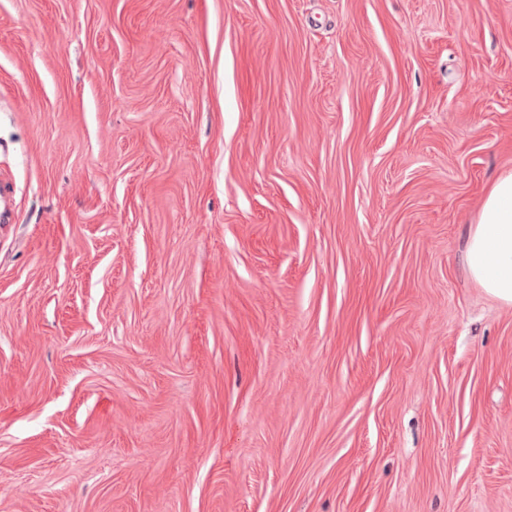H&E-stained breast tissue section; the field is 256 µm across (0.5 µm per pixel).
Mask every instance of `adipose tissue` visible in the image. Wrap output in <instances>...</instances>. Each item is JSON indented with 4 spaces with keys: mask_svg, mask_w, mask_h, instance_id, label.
Here are the masks:
<instances>
[{
    "mask_svg": "<svg viewBox=\"0 0 512 512\" xmlns=\"http://www.w3.org/2000/svg\"><path fill=\"white\" fill-rule=\"evenodd\" d=\"M464 259L488 294L512 304V171L493 182L469 232Z\"/></svg>",
    "mask_w": 512,
    "mask_h": 512,
    "instance_id": "ef3b65f1",
    "label": "adipose tissue"
}]
</instances>
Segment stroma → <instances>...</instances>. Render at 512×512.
<instances>
[{
    "label": "stroma",
    "instance_id": "1",
    "mask_svg": "<svg viewBox=\"0 0 512 512\" xmlns=\"http://www.w3.org/2000/svg\"><path fill=\"white\" fill-rule=\"evenodd\" d=\"M512 0H0V512H512ZM464 259L488 294L512 304V171L493 182L470 229Z\"/></svg>",
    "mask_w": 512,
    "mask_h": 512
}]
</instances>
